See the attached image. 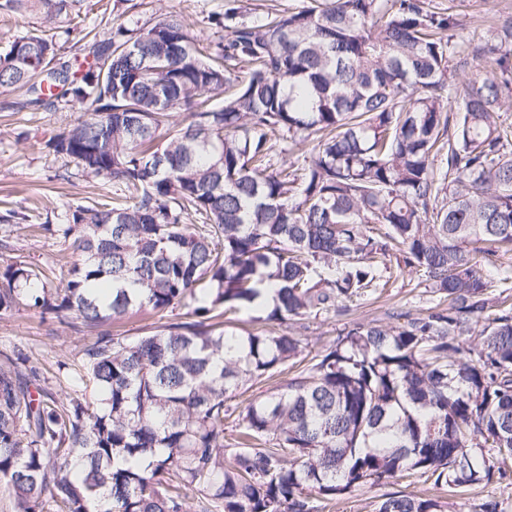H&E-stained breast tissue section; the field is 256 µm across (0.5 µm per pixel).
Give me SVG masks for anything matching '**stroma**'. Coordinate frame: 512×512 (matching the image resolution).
<instances>
[{"label": "stroma", "instance_id": "1", "mask_svg": "<svg viewBox=\"0 0 512 512\" xmlns=\"http://www.w3.org/2000/svg\"><path fill=\"white\" fill-rule=\"evenodd\" d=\"M439 7H455L468 17L463 36L478 43L484 34V19L512 14V0H434ZM224 0H85L79 17L69 28L56 31L60 60L79 65L83 60L84 36L96 30L103 34L123 27L136 29L161 14L178 15L200 46L223 41L222 28L209 22L213 13L223 12ZM22 93L0 90V215L16 211L26 224L61 223L73 204H90L111 195V181L78 176L74 163L53 155L44 143L59 128L73 123L81 109L64 101L37 109H17ZM388 284L373 295L354 300L348 314L321 315L289 324L290 335L299 337L307 349L316 351L332 343L350 322L389 324L388 314L396 308L417 314L433 307L432 293L421 273L398 268L388 261ZM85 335L67 323L42 321L32 311L0 316V348L19 346L39 367L51 386H58L78 364Z\"/></svg>", "mask_w": 512, "mask_h": 512}]
</instances>
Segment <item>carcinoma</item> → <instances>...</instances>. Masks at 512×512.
I'll use <instances>...</instances> for the list:
<instances>
[{"label": "carcinoma", "instance_id": "carcinoma-1", "mask_svg": "<svg viewBox=\"0 0 512 512\" xmlns=\"http://www.w3.org/2000/svg\"><path fill=\"white\" fill-rule=\"evenodd\" d=\"M83 2L0 0L39 20L0 50V88L90 104L45 147L116 188L64 224H0V315L93 336L61 398L29 356L0 351L14 512H324L414 476L448 495L392 491L376 512H463L511 480L512 295L485 267L512 254V18L469 48L466 15L430 0H306L255 19L232 0L212 51L164 14L93 35L74 70L46 30ZM468 51L488 70L460 89ZM290 145L309 148L304 164L283 160ZM31 227L68 244L57 285L16 254ZM391 256L448 306L352 323L315 353L224 327L242 311L342 315L386 286ZM142 310L174 318L107 330ZM496 497L503 501V506L506 512H512V481L503 483H492L484 488H478L470 495V500L466 502L465 512H474L479 508V505L487 497Z\"/></svg>", "mask_w": 512, "mask_h": 512}]
</instances>
